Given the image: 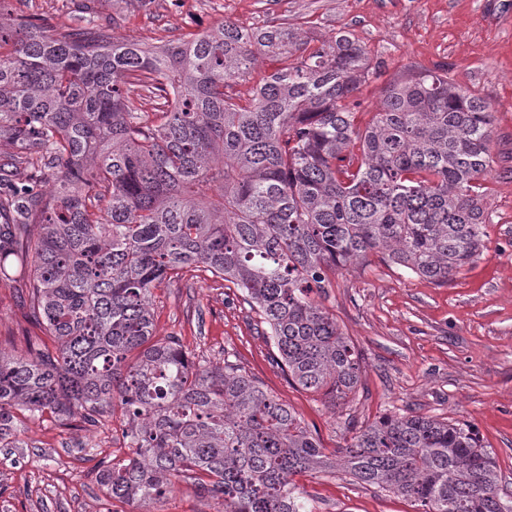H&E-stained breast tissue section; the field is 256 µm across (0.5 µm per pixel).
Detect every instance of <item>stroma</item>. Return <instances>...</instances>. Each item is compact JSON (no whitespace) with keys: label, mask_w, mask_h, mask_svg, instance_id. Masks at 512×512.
Masks as SVG:
<instances>
[{"label":"stroma","mask_w":512,"mask_h":512,"mask_svg":"<svg viewBox=\"0 0 512 512\" xmlns=\"http://www.w3.org/2000/svg\"><path fill=\"white\" fill-rule=\"evenodd\" d=\"M5 18L28 16L59 34L112 21L114 37L158 44L232 20L249 30L298 29L318 46L352 33L378 63L355 95L365 126L381 91L409 71L447 70L494 109L492 163L482 182L492 215L484 255L438 285L390 263L337 273L323 305L362 356L355 394L330 403L289 384L274 346L232 284L199 268L190 282L155 289L154 336L176 337L192 357L220 366L235 356L244 372L289 405L327 451L350 424L384 414L448 417L472 426L495 456L512 501V0H0ZM22 281H0V352L42 336L23 301ZM126 416L115 406L103 425L20 418L15 447H0V512H138L96 481L99 462L126 459ZM312 512H417L401 495L343 474L300 476ZM151 512H215L185 478Z\"/></svg>","instance_id":"obj_1"}]
</instances>
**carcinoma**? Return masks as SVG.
Masks as SVG:
<instances>
[{"label": "carcinoma", "mask_w": 512, "mask_h": 512, "mask_svg": "<svg viewBox=\"0 0 512 512\" xmlns=\"http://www.w3.org/2000/svg\"><path fill=\"white\" fill-rule=\"evenodd\" d=\"M262 50L281 65L241 104L225 88ZM371 69L346 34L311 49L226 20L148 46L0 19V279L27 268L31 316L58 343L0 352L1 445L18 411L95 422L118 400L134 456L98 483L120 502L157 503L194 472L224 512H306L294 476L342 471L422 512H512L466 424L383 416L328 455L234 362L153 341L152 290L201 265L244 293L292 385L344 398L361 354L317 301L336 272L374 255L446 283L483 255L493 107L428 71L390 82L361 129Z\"/></svg>", "instance_id": "cac0c4a2"}]
</instances>
